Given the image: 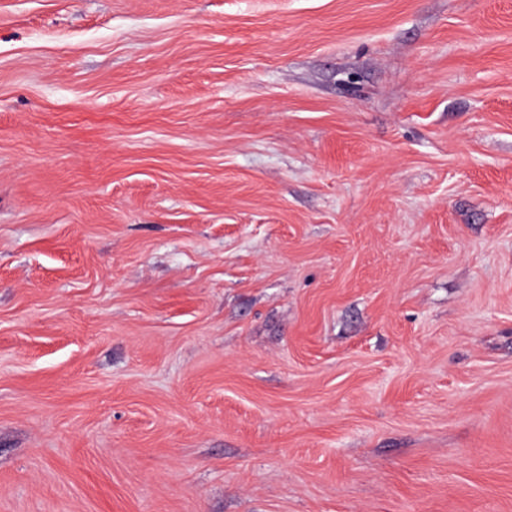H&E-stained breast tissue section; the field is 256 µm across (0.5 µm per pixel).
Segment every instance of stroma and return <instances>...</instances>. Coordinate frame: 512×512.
<instances>
[{
  "label": "stroma",
  "instance_id": "1",
  "mask_svg": "<svg viewBox=\"0 0 512 512\" xmlns=\"http://www.w3.org/2000/svg\"><path fill=\"white\" fill-rule=\"evenodd\" d=\"M0 512H512V0H0Z\"/></svg>",
  "mask_w": 512,
  "mask_h": 512
}]
</instances>
